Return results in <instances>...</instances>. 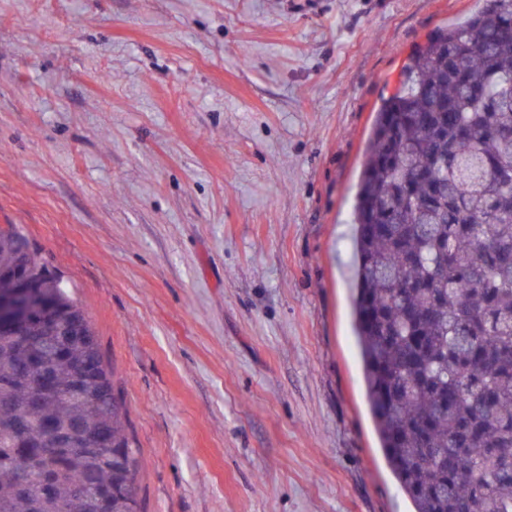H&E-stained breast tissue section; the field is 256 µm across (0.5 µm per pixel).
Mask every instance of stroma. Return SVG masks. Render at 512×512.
<instances>
[{"instance_id": "obj_1", "label": "stroma", "mask_w": 512, "mask_h": 512, "mask_svg": "<svg viewBox=\"0 0 512 512\" xmlns=\"http://www.w3.org/2000/svg\"><path fill=\"white\" fill-rule=\"evenodd\" d=\"M483 0H0V225L82 307L143 512H411L351 301L377 106Z\"/></svg>"}]
</instances>
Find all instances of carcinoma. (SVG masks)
<instances>
[{"label":"carcinoma","instance_id":"1","mask_svg":"<svg viewBox=\"0 0 512 512\" xmlns=\"http://www.w3.org/2000/svg\"><path fill=\"white\" fill-rule=\"evenodd\" d=\"M365 158L353 306L381 450L414 512H512V0L409 57ZM19 267L54 311L34 347L0 333V512H141L140 451L92 327L0 227V289ZM73 317L84 338L67 342Z\"/></svg>","mask_w":512,"mask_h":512}]
</instances>
